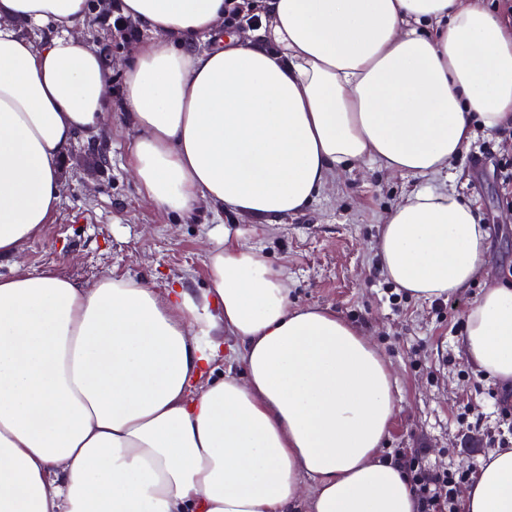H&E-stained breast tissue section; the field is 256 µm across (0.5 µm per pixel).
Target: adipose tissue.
Listing matches in <instances>:
<instances>
[{"label":"adipose tissue","mask_w":512,"mask_h":512,"mask_svg":"<svg viewBox=\"0 0 512 512\" xmlns=\"http://www.w3.org/2000/svg\"><path fill=\"white\" fill-rule=\"evenodd\" d=\"M230 2L122 0L148 37L116 113L81 33L88 0H0V256L39 236L73 144L116 117L138 193L184 218L273 224L367 159L416 177L380 268L418 300L465 293L487 230L441 177L476 130L512 128V24L482 0H260L259 32L226 39ZM206 263L200 292L0 278V512H421L379 454L399 401L377 347L331 308L291 307L283 272L239 234ZM465 319L466 360L512 382V284ZM226 333L244 372L199 387ZM464 509L512 512V448L482 460Z\"/></svg>","instance_id":"obj_1"}]
</instances>
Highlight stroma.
<instances>
[{
  "label": "stroma",
  "instance_id": "stroma-1",
  "mask_svg": "<svg viewBox=\"0 0 512 512\" xmlns=\"http://www.w3.org/2000/svg\"><path fill=\"white\" fill-rule=\"evenodd\" d=\"M117 0H88L85 35L103 53L120 98L123 72L143 31L123 35L114 27ZM134 135L112 120L98 140L78 139L64 162L59 207L50 224L27 243L18 259L0 257V276L25 269L54 271L63 278L95 284L106 275L135 276L163 288L180 279L208 288L205 246L212 230L234 225L247 244L263 248L283 269L293 305H321L370 336L393 368L400 410L383 453L409 454L422 471H477L497 448L505 424L494 411V394L512 386L472 368L459 341L464 310L484 288L504 281L512 265V194L499 170L512 157V136L494 134L487 154L464 151L448 170V186L469 199L487 226L488 261L460 295L461 310L444 301L404 297L391 309L376 243L387 211L414 185L412 178L362 162L345 171L333 188L302 213L253 231L248 221L202 211L180 221L142 197L126 168Z\"/></svg>",
  "mask_w": 512,
  "mask_h": 512
}]
</instances>
